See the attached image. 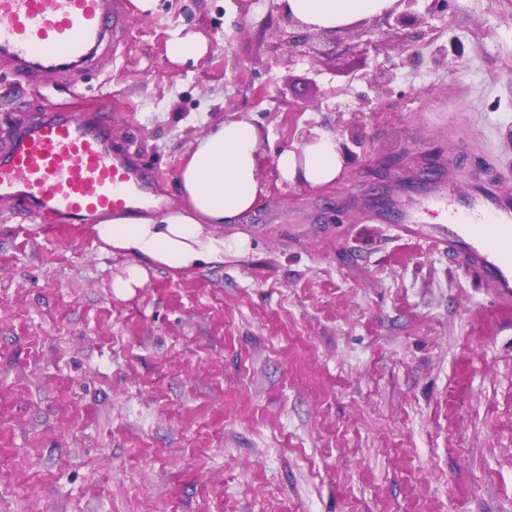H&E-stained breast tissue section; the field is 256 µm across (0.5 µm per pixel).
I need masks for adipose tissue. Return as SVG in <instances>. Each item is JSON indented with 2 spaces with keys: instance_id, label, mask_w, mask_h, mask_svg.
I'll return each instance as SVG.
<instances>
[{
  "instance_id": "1",
  "label": "adipose tissue",
  "mask_w": 512,
  "mask_h": 512,
  "mask_svg": "<svg viewBox=\"0 0 512 512\" xmlns=\"http://www.w3.org/2000/svg\"><path fill=\"white\" fill-rule=\"evenodd\" d=\"M393 3L286 0L295 17L323 29L381 15ZM265 138L264 131L247 119L217 122L197 141L179 172L185 208L149 218L117 216L95 225L107 247L131 258L126 277L115 283L118 290L142 286L153 266L190 270L223 259L224 239L216 235V228L240 223L265 192ZM272 163L282 182L311 189L336 183L346 170L335 135L320 130L294 149L275 154Z\"/></svg>"
}]
</instances>
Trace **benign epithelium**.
<instances>
[{"label":"benign epithelium","instance_id":"benign-epithelium-1","mask_svg":"<svg viewBox=\"0 0 512 512\" xmlns=\"http://www.w3.org/2000/svg\"><path fill=\"white\" fill-rule=\"evenodd\" d=\"M449 0H396L392 8L377 17L386 25L387 40L375 37V31L362 20L336 29H321L305 23L287 12L284 5L274 3L284 22L280 29L278 41L270 46V52L276 58L287 56L288 62L314 61L321 55L340 54L355 55L364 60L378 57L380 52L391 49L392 55H386V62L378 63L368 74L367 82L374 91V99H367L362 107L349 110L354 118L340 121L336 142L341 154L350 163L355 159L352 147L364 144V130L357 112L363 108L378 110L376 103L393 91L394 70L415 63L416 54L410 48L424 42L427 35L435 30L434 21L443 20L448 12ZM416 174L412 182L424 184L437 178L445 167L438 162L437 156L429 152H416L412 156ZM393 165L379 163L368 170L371 189L374 190L373 202L377 205L386 203L383 184L391 178Z\"/></svg>","mask_w":512,"mask_h":512}]
</instances>
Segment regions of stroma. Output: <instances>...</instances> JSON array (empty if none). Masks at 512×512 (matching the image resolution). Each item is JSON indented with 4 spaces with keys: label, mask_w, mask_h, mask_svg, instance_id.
I'll use <instances>...</instances> for the list:
<instances>
[{
    "label": "stroma",
    "mask_w": 512,
    "mask_h": 512,
    "mask_svg": "<svg viewBox=\"0 0 512 512\" xmlns=\"http://www.w3.org/2000/svg\"><path fill=\"white\" fill-rule=\"evenodd\" d=\"M280 25L269 0H128L76 79L0 66V137L106 107L167 210L212 124L269 134L223 262L123 294L130 259L92 226L0 202V512H512V310L365 205L367 167L406 150L455 155L452 194L475 169L512 190V0H450L322 189L272 157L335 133L373 64L274 58ZM177 35L202 54L172 59Z\"/></svg>",
    "instance_id": "35a3bbf8"
}]
</instances>
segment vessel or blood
Masks as SVG:
<instances>
[{
  "label": "vessel or blood",
  "mask_w": 512,
  "mask_h": 512,
  "mask_svg": "<svg viewBox=\"0 0 512 512\" xmlns=\"http://www.w3.org/2000/svg\"><path fill=\"white\" fill-rule=\"evenodd\" d=\"M119 0H0V64L30 79L74 77L112 38ZM27 215L95 224L115 213L136 217L158 203L157 183L113 138L99 116L52 115L0 142V201ZM447 209L446 233L425 213ZM400 231L426 239L476 276L500 304L512 303V196L475 182L472 201L457 208L443 193L423 200Z\"/></svg>",
  "instance_id": "vessel-or-blood-1"
}]
</instances>
